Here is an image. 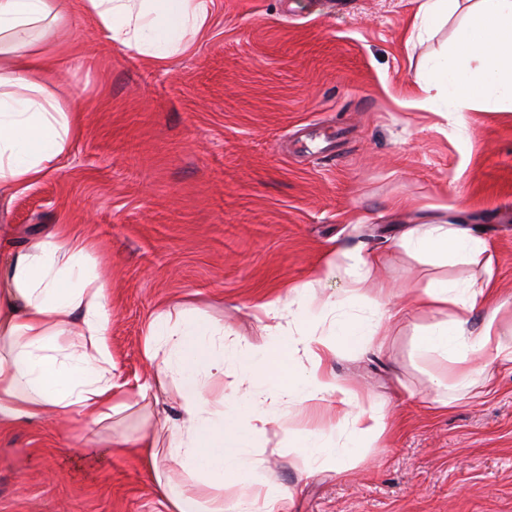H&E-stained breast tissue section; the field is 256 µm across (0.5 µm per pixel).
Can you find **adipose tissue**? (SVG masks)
Listing matches in <instances>:
<instances>
[{"mask_svg":"<svg viewBox=\"0 0 512 512\" xmlns=\"http://www.w3.org/2000/svg\"><path fill=\"white\" fill-rule=\"evenodd\" d=\"M60 0H0V193L32 188L59 168L81 131L77 109L64 106L45 50L66 49L72 30ZM213 0H83L112 43L155 64L187 53L191 39L208 28ZM457 25L445 50L429 60L414 107L440 112L450 131L462 134L468 110L512 112V0H422L410 31L423 36L449 20ZM399 246L438 268L415 300L432 318L419 343L421 356L449 362L459 387L474 376L512 368V345L501 338L492 288L491 247L463 223L434 220L408 226ZM86 237L53 232L11 253L0 265V424L46 417L109 426L129 409L115 399L112 355L106 336L112 323L109 290L90 257ZM345 273L351 287L320 304L307 286L260 304L264 348L247 340L219 339L218 329L192 311H162L149 324L144 354L155 373L139 385L146 398L155 388L175 387L181 401L167 417V434H146L134 449L150 466L166 463L188 474L189 494L159 484L168 512H282L290 499L274 471L264 468L254 438L288 413L333 405L336 426L306 444L304 472L342 471L351 458L379 447L385 414L356 387L330 372L337 339L357 331L384 345L394 289L374 283L380 254L351 252ZM481 264L467 279L442 276V268ZM374 287L372 308L357 311L354 299ZM236 368L247 386L233 400L213 402L205 390L225 368ZM244 481L232 505L219 496L226 482Z\"/></svg>","mask_w":512,"mask_h":512,"instance_id":"adipose-tissue-1","label":"adipose tissue"}]
</instances>
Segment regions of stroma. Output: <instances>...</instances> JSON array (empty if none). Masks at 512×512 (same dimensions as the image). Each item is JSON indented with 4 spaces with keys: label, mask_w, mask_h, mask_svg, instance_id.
<instances>
[{
    "label": "stroma",
    "mask_w": 512,
    "mask_h": 512,
    "mask_svg": "<svg viewBox=\"0 0 512 512\" xmlns=\"http://www.w3.org/2000/svg\"><path fill=\"white\" fill-rule=\"evenodd\" d=\"M72 55L48 51L82 130L60 167L0 198V261L63 229L89 236L109 282L116 396L150 376L147 329L194 308L257 347L258 303L310 282L337 251L382 254L374 275L425 284L400 249L433 206L483 230L496 296L512 298V113L467 111L463 136L406 107L452 25L408 44L419 0H213L192 49L156 65L110 42L64 0ZM404 307L383 349L340 341L335 375L383 404L387 433L347 470L304 474L327 408L270 425L257 457L292 493L285 512H512V372L444 410L447 362L414 347L428 315ZM176 390L126 412L117 433L162 428ZM90 426L0 425V512H167L154 470L96 447Z\"/></svg>",
    "instance_id": "stroma-1"
}]
</instances>
